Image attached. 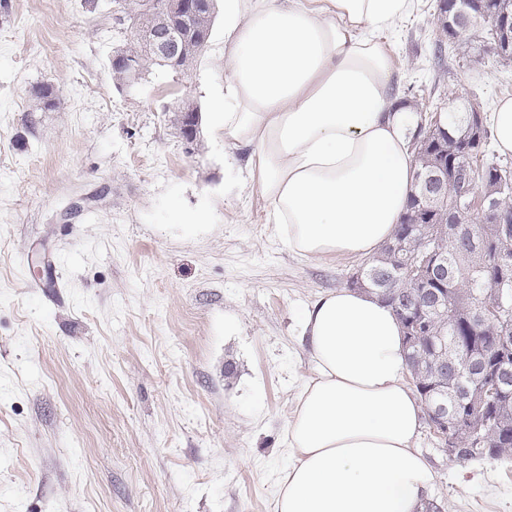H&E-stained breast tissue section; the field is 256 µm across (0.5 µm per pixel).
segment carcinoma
I'll return each mask as SVG.
<instances>
[{
    "mask_svg": "<svg viewBox=\"0 0 512 512\" xmlns=\"http://www.w3.org/2000/svg\"><path fill=\"white\" fill-rule=\"evenodd\" d=\"M143 7L144 0H131L123 7L127 29L141 18ZM214 18L212 9L204 22L191 21L187 49L167 66L168 71L184 75L193 68L206 51ZM493 41L489 28L480 41L474 28L458 26L447 35L440 25L435 45L441 53L450 43L461 58L482 64L489 58L497 59L491 49ZM123 48L127 59L138 66V77L152 65L164 66L153 55H140L132 37L125 40ZM29 96L32 112H52L57 107L56 89L50 83L32 87ZM472 117L471 112L453 108L433 112L426 123L416 124L412 133L418 149L415 172L425 168L431 157L432 144L426 136L432 127L448 149V161L462 164L472 173L475 187L467 204L458 206L460 186L450 181L443 202L437 205L440 219L450 210L461 209L457 225L467 230L449 247L446 240L438 238L436 225L410 223L419 208L413 193L390 243L347 282L352 288L362 278L376 294L396 297L398 303L392 309L401 322L405 321V310L414 308L423 336L416 346L407 347L411 379L425 409L440 404L447 407L448 416L455 420L448 427V442L461 449L454 459L463 463L486 457V448H512V388L494 395L486 389L499 362L506 359L512 366V287L506 293L498 290L500 274L512 273V166L491 154L488 129H483L479 142L461 140ZM398 241L403 247L391 248ZM434 248L448 257L447 279L442 285L448 303L438 309L425 301L426 290L436 284L428 280L423 260L425 252ZM443 339L457 349L456 367L446 370L439 366Z\"/></svg>",
    "mask_w": 512,
    "mask_h": 512,
    "instance_id": "cac0c4a2",
    "label": "carcinoma"
}]
</instances>
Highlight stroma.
Here are the masks:
<instances>
[{
  "mask_svg": "<svg viewBox=\"0 0 512 512\" xmlns=\"http://www.w3.org/2000/svg\"><path fill=\"white\" fill-rule=\"evenodd\" d=\"M113 10L0 12V512H274L311 374L296 316L360 263L289 252L225 170L223 16L188 75L122 90ZM435 11L417 0L390 48L398 89L496 110L512 63L436 66ZM45 82L56 111H29ZM185 99L202 114L190 150ZM418 446L442 512H512V462H457L427 426Z\"/></svg>",
  "mask_w": 512,
  "mask_h": 512,
  "instance_id": "stroma-1",
  "label": "stroma"
}]
</instances>
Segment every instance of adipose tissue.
Instances as JSON below:
<instances>
[{
  "label": "adipose tissue",
  "mask_w": 512,
  "mask_h": 512,
  "mask_svg": "<svg viewBox=\"0 0 512 512\" xmlns=\"http://www.w3.org/2000/svg\"><path fill=\"white\" fill-rule=\"evenodd\" d=\"M415 0H224V161L243 166L266 223L315 262L373 256L413 189L416 116L389 52ZM312 367L293 400L275 512H419L433 472L402 326L356 288L298 317Z\"/></svg>",
  "instance_id": "adipose-tissue-1"
}]
</instances>
